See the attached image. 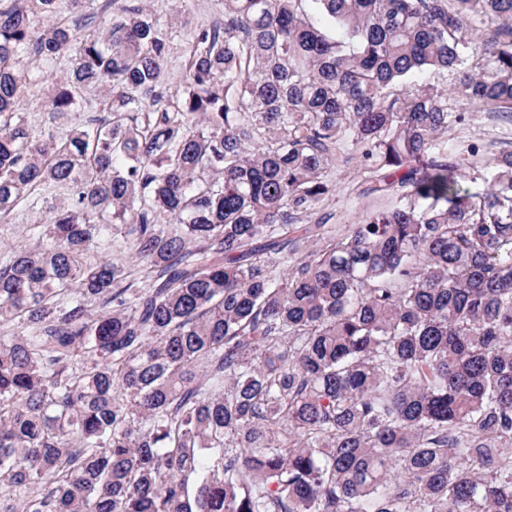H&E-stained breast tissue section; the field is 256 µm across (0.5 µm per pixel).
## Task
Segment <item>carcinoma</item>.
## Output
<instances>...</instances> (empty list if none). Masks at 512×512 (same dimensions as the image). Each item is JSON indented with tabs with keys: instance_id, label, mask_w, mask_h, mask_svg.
Listing matches in <instances>:
<instances>
[{
	"instance_id": "cac0c4a2",
	"label": "carcinoma",
	"mask_w": 512,
	"mask_h": 512,
	"mask_svg": "<svg viewBox=\"0 0 512 512\" xmlns=\"http://www.w3.org/2000/svg\"><path fill=\"white\" fill-rule=\"evenodd\" d=\"M192 44L170 95L146 6L0 0V221L44 215L0 262V512H512V149L470 191L406 83L512 112V0H224ZM358 167L384 204L311 222ZM50 89L51 84L46 80L35 83L26 90L20 101V107L32 117L38 128L45 120L44 104Z\"/></svg>"
}]
</instances>
